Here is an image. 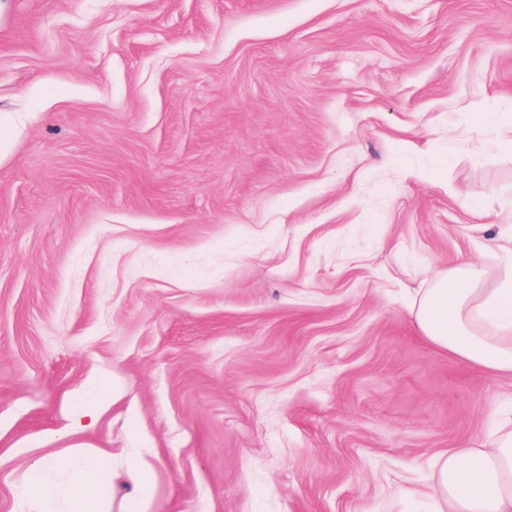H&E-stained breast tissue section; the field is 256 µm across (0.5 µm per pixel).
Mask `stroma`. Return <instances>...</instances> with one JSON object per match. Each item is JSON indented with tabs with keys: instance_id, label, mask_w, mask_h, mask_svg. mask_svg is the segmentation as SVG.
<instances>
[{
	"instance_id": "35a3bbf8",
	"label": "stroma",
	"mask_w": 512,
	"mask_h": 512,
	"mask_svg": "<svg viewBox=\"0 0 512 512\" xmlns=\"http://www.w3.org/2000/svg\"><path fill=\"white\" fill-rule=\"evenodd\" d=\"M5 112L0 512L75 448L148 512H433L512 409L409 314L512 234V0H0ZM112 394L113 388L107 382L92 384L75 410L73 431L78 433L92 426L98 418L101 403ZM83 420L88 423H83ZM127 471L133 477L135 485L132 492L125 496L123 512H147L151 467L139 452H131L127 457Z\"/></svg>"
}]
</instances>
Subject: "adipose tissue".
I'll list each match as a JSON object with an SVG mask.
<instances>
[{
    "label": "adipose tissue",
    "instance_id": "1",
    "mask_svg": "<svg viewBox=\"0 0 512 512\" xmlns=\"http://www.w3.org/2000/svg\"><path fill=\"white\" fill-rule=\"evenodd\" d=\"M494 247L508 257L496 277L479 259L432 272L411 314L419 336L451 360L512 375V237L495 239ZM111 462L106 450L41 457L27 472L26 493L38 512H58L62 499L66 512H97ZM54 470L65 473V486L50 479ZM429 495L436 512H512V412L493 419L483 443L437 452Z\"/></svg>",
    "mask_w": 512,
    "mask_h": 512
}]
</instances>
